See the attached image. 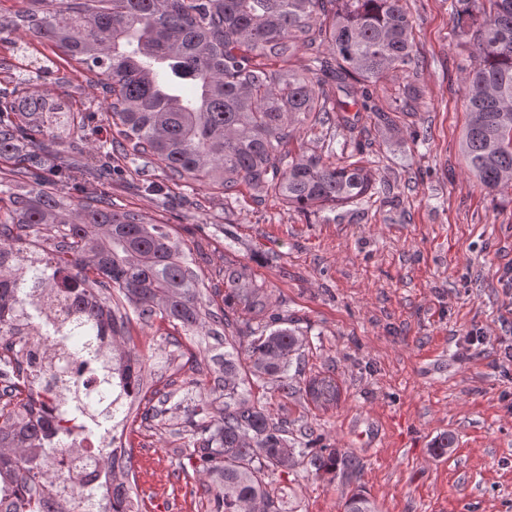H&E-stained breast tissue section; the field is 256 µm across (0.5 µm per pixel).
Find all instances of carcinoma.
Instances as JSON below:
<instances>
[{"instance_id": "obj_1", "label": "carcinoma", "mask_w": 512, "mask_h": 512, "mask_svg": "<svg viewBox=\"0 0 512 512\" xmlns=\"http://www.w3.org/2000/svg\"><path fill=\"white\" fill-rule=\"evenodd\" d=\"M407 0H26L0 34L23 26L95 74L107 104V157L160 170L173 184H206L230 198L244 186L257 205L277 199L318 212L361 203L377 193L371 161L287 149L297 128L311 124L351 136L362 113L395 119L370 94L348 113L353 82L377 86L402 71L393 111H418L423 91L411 75L413 23ZM456 24L469 37L471 65L463 88L467 118L461 151L468 172L490 194L512 191V0H456ZM303 56H298V52ZM80 127L78 116L41 95L32 78L0 89V157L12 163L0 179V489L12 493L7 512H69L58 474L35 467L72 432L46 416L32 385L41 366L25 296H75L78 321L104 346L101 381L112 393L97 399L81 389L70 354L54 384L70 387L87 409L86 424H110L121 400L138 394L139 362L112 358V337L127 314L112 308L119 290L141 318L161 316L194 332L203 321L244 336H225L224 416L201 427L195 449L216 485L212 512H279L269 473L296 456L315 472L353 471L358 462L335 448L310 453L288 440L283 422L246 405L239 392L249 370L286 374L300 346L298 330L265 313L262 287L243 283L233 266L224 306L192 267L167 225L119 207L100 189L112 173L83 171L75 199L65 187L74 168L51 145ZM306 393L321 407L339 389L314 377ZM103 512H133L128 489L102 495ZM343 512H376L353 492Z\"/></svg>"}]
</instances>
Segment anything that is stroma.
I'll return each instance as SVG.
<instances>
[{
    "instance_id": "stroma-1",
    "label": "stroma",
    "mask_w": 512,
    "mask_h": 512,
    "mask_svg": "<svg viewBox=\"0 0 512 512\" xmlns=\"http://www.w3.org/2000/svg\"><path fill=\"white\" fill-rule=\"evenodd\" d=\"M409 10L422 110L391 126L364 113L351 142L333 143L374 162L372 202L305 215L245 193L228 199L205 184L175 185L157 170L112 180L115 202L168 224L206 276L235 263L262 286L268 312L299 329L289 375L300 393L282 397L265 375L241 390L248 404L287 421L298 447L338 449L360 469L318 474L302 462L275 471L268 489L280 512H342L357 490L378 512H512V362L504 357L512 348V195L487 194L460 151L469 58L454 30V0H409ZM24 56L54 60L39 91L83 115L64 147L96 165L107 122L89 71L18 29L0 38V88ZM62 73L70 85L57 83ZM145 178L158 192L141 190ZM471 336L483 344H468ZM112 349L142 362L139 397L112 431L133 464L117 480L139 512H209L213 484L191 460L190 428L219 420L224 402L210 394L198 415L187 408L201 398L200 384L223 374L214 361L223 344L135 317ZM318 375L340 390L327 409L302 391ZM158 404L162 414L145 418ZM443 437L452 447L434 456Z\"/></svg>"
}]
</instances>
